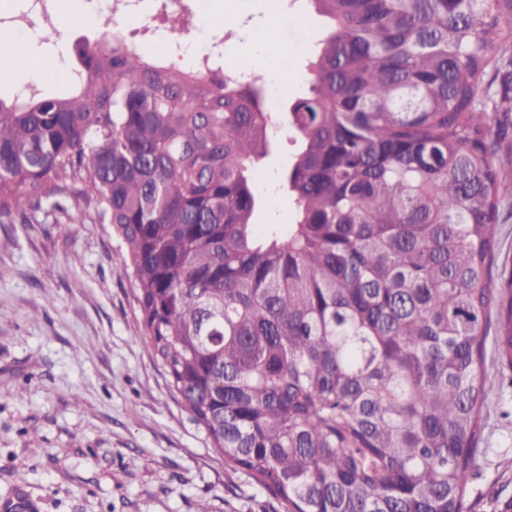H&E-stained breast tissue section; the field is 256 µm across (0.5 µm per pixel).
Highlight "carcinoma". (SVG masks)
Masks as SVG:
<instances>
[{
	"label": "carcinoma",
	"instance_id": "obj_1",
	"mask_svg": "<svg viewBox=\"0 0 512 512\" xmlns=\"http://www.w3.org/2000/svg\"><path fill=\"white\" fill-rule=\"evenodd\" d=\"M306 2L328 28L286 112L115 30L68 91L0 98V214L112 225L139 340L285 512H469L487 347L512 385V0ZM274 127L292 220L258 234ZM499 225V238L501 242V254L496 260V264L492 267L494 278L500 274L502 263L507 259V273L512 269V199L508 201V205L502 212Z\"/></svg>",
	"mask_w": 512,
	"mask_h": 512
}]
</instances>
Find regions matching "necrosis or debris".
Returning a JSON list of instances; mask_svg holds the SVG:
<instances>
[{
	"mask_svg": "<svg viewBox=\"0 0 512 512\" xmlns=\"http://www.w3.org/2000/svg\"><path fill=\"white\" fill-rule=\"evenodd\" d=\"M98 16H111L126 47L158 50L172 68H191L214 84L242 80L246 73L231 60L224 44L223 28L206 29L204 44L188 51L182 28L188 19L210 14L211 0H87ZM59 21L58 0H5L0 5V29L24 45L37 30L52 28Z\"/></svg>",
	"mask_w": 512,
	"mask_h": 512,
	"instance_id": "4bbe7bcc",
	"label": "necrosis or debris"
}]
</instances>
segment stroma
<instances>
[{
    "mask_svg": "<svg viewBox=\"0 0 512 512\" xmlns=\"http://www.w3.org/2000/svg\"><path fill=\"white\" fill-rule=\"evenodd\" d=\"M236 16L233 42L278 19L277 35L306 67L323 36L320 17L291 0H219ZM292 142L259 166L271 198L254 222L285 224L291 209L273 189ZM60 215L0 219V504L24 497L32 512H283L282 505L216 453L204 428L168 386L142 342L126 247L111 225L57 230ZM492 391L477 444L471 512H512V387Z\"/></svg>",
    "mask_w": 512,
    "mask_h": 512,
    "instance_id": "obj_1",
    "label": "stroma"
}]
</instances>
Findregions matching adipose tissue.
Wrapping results in <instances>:
<instances>
[{
  "instance_id": "ef3b65f1",
  "label": "adipose tissue",
  "mask_w": 512,
  "mask_h": 512,
  "mask_svg": "<svg viewBox=\"0 0 512 512\" xmlns=\"http://www.w3.org/2000/svg\"><path fill=\"white\" fill-rule=\"evenodd\" d=\"M0 52L5 62H0V73L11 72L15 83L42 82L57 75L67 53L62 41L44 43L41 36H34L26 45L14 46L9 37L0 38Z\"/></svg>"
}]
</instances>
